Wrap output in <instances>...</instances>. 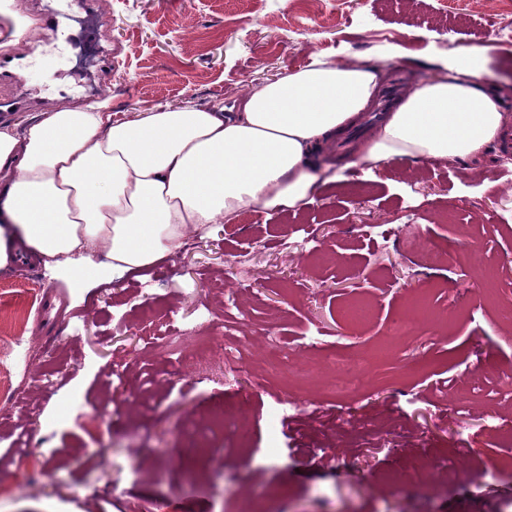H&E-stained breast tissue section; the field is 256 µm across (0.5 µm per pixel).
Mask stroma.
I'll return each mask as SVG.
<instances>
[{
	"instance_id": "1",
	"label": "stroma",
	"mask_w": 512,
	"mask_h": 512,
	"mask_svg": "<svg viewBox=\"0 0 512 512\" xmlns=\"http://www.w3.org/2000/svg\"><path fill=\"white\" fill-rule=\"evenodd\" d=\"M502 31L512 0H0V56L31 50L20 131L67 105L229 106L316 55L412 88L481 42L512 113ZM361 140L321 153L310 204L250 210L149 269L83 288L0 269V301L21 300L0 317V512H512V478L486 466L512 409L475 373L487 352L512 376V159L396 158L367 180ZM420 302L427 319L393 340ZM339 350L369 370L347 396ZM268 448L279 463L237 487L241 450ZM111 455L139 466L118 493L94 477ZM426 460L445 471L392 485Z\"/></svg>"
}]
</instances>
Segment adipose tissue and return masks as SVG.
Masks as SVG:
<instances>
[{"instance_id": "adipose-tissue-1", "label": "adipose tissue", "mask_w": 512, "mask_h": 512, "mask_svg": "<svg viewBox=\"0 0 512 512\" xmlns=\"http://www.w3.org/2000/svg\"><path fill=\"white\" fill-rule=\"evenodd\" d=\"M376 69L314 57L253 83L236 111L188 103L121 121L76 106L0 125V268L26 247L80 284L153 266L189 234L255 207L311 202L319 152L353 125ZM512 126L478 53L448 60L410 90L355 150L374 170L397 157L465 161Z\"/></svg>"}]
</instances>
